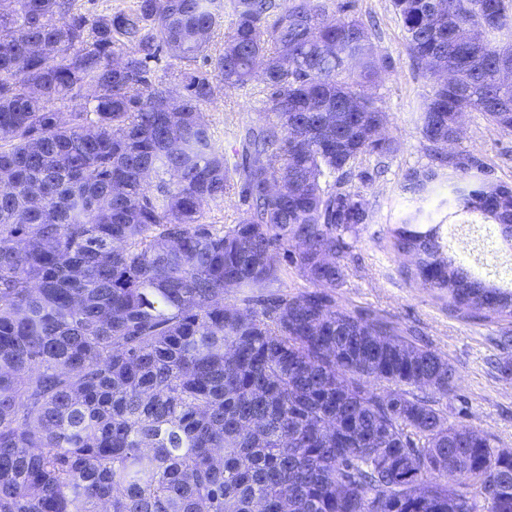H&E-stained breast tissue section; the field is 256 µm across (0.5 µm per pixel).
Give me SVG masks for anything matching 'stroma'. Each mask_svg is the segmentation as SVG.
Masks as SVG:
<instances>
[{
    "label": "stroma",
    "instance_id": "obj_1",
    "mask_svg": "<svg viewBox=\"0 0 512 512\" xmlns=\"http://www.w3.org/2000/svg\"><path fill=\"white\" fill-rule=\"evenodd\" d=\"M349 3L352 15L375 22L373 49L391 63L371 92L388 115L385 133L398 142L399 150L385 158L367 156L360 163L368 177L357 188L369 219L347 256L348 276L336 291V301L382 316L403 335L446 357L455 370V388L440 398V406L447 408L449 418H463L493 438L496 446L512 448V375L500 370L502 364H512V348L497 345L499 336L512 335V318L475 317L453 309L434 290L405 274L409 260L390 243L391 228L404 220L437 224L457 210L447 170H438L423 194L405 188L410 173L429 166L419 107L430 96L432 81L407 57L405 32L392 0ZM206 68L200 58L180 63L163 54L150 61L149 78L156 87L178 89L185 77ZM253 86L254 94L220 96L206 109L225 152L233 150L236 127L257 119L262 108L263 84L257 80ZM452 150L475 157L496 182L512 186V132L470 112L463 117L462 134ZM451 253L490 281L496 278L495 266H512V246L501 240L496 225L473 214L458 225Z\"/></svg>",
    "mask_w": 512,
    "mask_h": 512
}]
</instances>
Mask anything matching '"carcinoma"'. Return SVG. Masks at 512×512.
Here are the masks:
<instances>
[{
    "mask_svg": "<svg viewBox=\"0 0 512 512\" xmlns=\"http://www.w3.org/2000/svg\"><path fill=\"white\" fill-rule=\"evenodd\" d=\"M433 80L432 160L481 174L457 205L512 225V198L438 142L479 112L512 132V0H392ZM136 0L95 19L71 0H0V512H512V453L414 394L455 370L378 317L336 303L368 212L353 182L387 123L368 86L390 67L340 0ZM66 14L63 25L55 15ZM203 57L183 91L147 63ZM259 117L216 143L204 106L252 86ZM67 112H61V108ZM435 171L409 175L422 193ZM240 190L233 224L205 207ZM393 248L457 310L512 317V289L406 221ZM290 264L313 289L271 291ZM387 385L381 395L368 381ZM341 416L342 427L328 430ZM459 475L448 488L433 475ZM430 483L429 494L416 484Z\"/></svg>",
    "mask_w": 512,
    "mask_h": 512,
    "instance_id": "carcinoma-1",
    "label": "carcinoma"
}]
</instances>
